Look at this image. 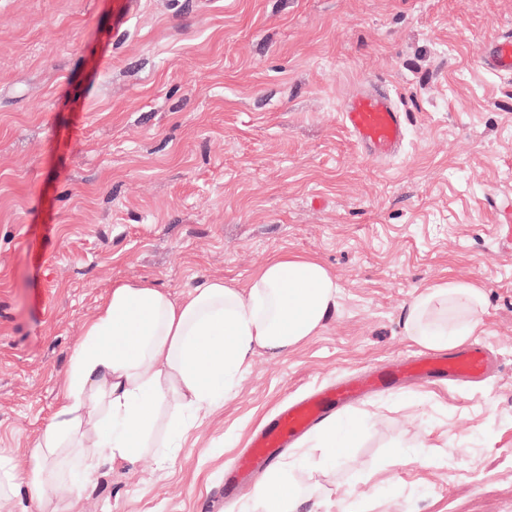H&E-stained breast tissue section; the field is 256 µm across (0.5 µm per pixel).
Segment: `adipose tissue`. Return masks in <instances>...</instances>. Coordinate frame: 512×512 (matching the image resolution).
<instances>
[{
	"instance_id": "ef3b65f1",
	"label": "adipose tissue",
	"mask_w": 512,
	"mask_h": 512,
	"mask_svg": "<svg viewBox=\"0 0 512 512\" xmlns=\"http://www.w3.org/2000/svg\"><path fill=\"white\" fill-rule=\"evenodd\" d=\"M339 284L317 259L275 253L245 287L205 278L181 297L147 282L114 283L108 299L83 326L71 355L53 420L37 438L29 474L0 471V512H19L21 477L40 486L60 480L49 469L73 449L87 476L100 461L128 462L156 442L162 407L177 415L166 430L160 461H172L175 440L229 396L256 350L281 355L319 332L336 311ZM482 289L440 279L402 309L407 336L429 349L456 348L481 325ZM257 497L264 512H318L310 495L269 476Z\"/></svg>"
}]
</instances>
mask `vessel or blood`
I'll return each instance as SVG.
<instances>
[{"mask_svg":"<svg viewBox=\"0 0 512 512\" xmlns=\"http://www.w3.org/2000/svg\"><path fill=\"white\" fill-rule=\"evenodd\" d=\"M480 63L490 72L512 76L511 30L483 47ZM339 116L354 146L361 153L378 159L395 155L407 136L408 113L400 109L388 90L377 85L350 98ZM487 366V352L473 346L452 354L423 355L373 369L357 379L336 382L282 409L268 426L254 435L247 452L229 471L226 485L234 487L248 480L255 471L272 468L291 441L325 422L336 407L357 400L367 389H385L412 376L479 379Z\"/></svg>","mask_w":512,"mask_h":512,"instance_id":"b4317fda","label":"vessel or blood"}]
</instances>
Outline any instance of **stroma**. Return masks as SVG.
Segmentation results:
<instances>
[{"mask_svg":"<svg viewBox=\"0 0 512 512\" xmlns=\"http://www.w3.org/2000/svg\"><path fill=\"white\" fill-rule=\"evenodd\" d=\"M0 0V458L30 463L84 324L113 283L178 297L241 286L279 251L342 286L327 326L257 351L173 465L73 459L69 512H262L224 472L305 392L416 356L402 306L441 279L483 288L479 383L431 382L337 408L352 446L301 444L276 469L325 512H512V77L480 52L512 0ZM386 83L399 153L363 156L339 122Z\"/></svg>","mask_w":512,"mask_h":512,"instance_id":"stroma-1","label":"stroma"}]
</instances>
